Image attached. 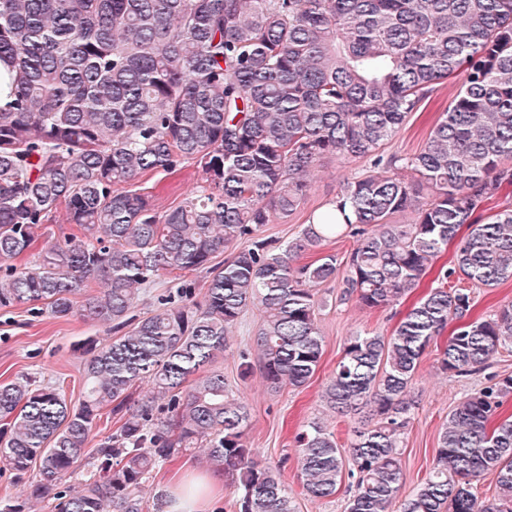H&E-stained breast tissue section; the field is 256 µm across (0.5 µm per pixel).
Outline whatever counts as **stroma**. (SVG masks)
I'll return each instance as SVG.
<instances>
[{
    "label": "stroma",
    "mask_w": 512,
    "mask_h": 512,
    "mask_svg": "<svg viewBox=\"0 0 512 512\" xmlns=\"http://www.w3.org/2000/svg\"><path fill=\"white\" fill-rule=\"evenodd\" d=\"M457 90L454 83L440 85L423 111L412 114L401 131L387 142L386 153L410 154L423 149L431 127ZM368 167V162L362 159L347 164L331 157L322 159L301 205L288 217L266 225L265 237L283 243L295 239L306 225L309 214L335 197L344 178L360 175ZM196 185L195 169L190 164L174 174H147L133 183L134 188L152 192L162 211L177 206ZM355 245L354 237L345 235L324 248L325 253L335 255L338 266L335 280L319 287L321 306L317 321L324 352L306 385L275 392L268 388L260 370L242 376L239 353L250 348L260 326V317L253 308L241 316L228 347L213 364L214 370L223 372L230 388L244 390L249 412L245 430L247 442L259 450L261 461L283 465V479L295 500L296 512H344L345 503L353 492V478L343 476L333 496L318 499L306 495L301 489L294 437L302 425L324 420L334 432L338 446L347 448L356 417L348 414L327 418L319 403L321 390L333 375L344 343L352 332L391 333L406 312L402 305L366 311L354 300L345 299V263ZM90 336L105 343L111 340L113 331L110 325L89 323L77 316L57 318L49 311L35 313L24 306L0 309V382L22 376L44 384L60 381L68 398L79 399L85 357L78 351L77 344ZM437 359L436 347H429L420 360L412 384L415 409L400 449L404 471L401 494L405 497L415 493L427 477L440 428L459 400L482 388L490 376L512 374V353L506 351L497 354L482 370L463 376L442 373Z\"/></svg>",
    "instance_id": "1"
}]
</instances>
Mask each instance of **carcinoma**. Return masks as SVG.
I'll return each mask as SVG.
<instances>
[{"label":"carcinoma","mask_w":512,"mask_h":512,"mask_svg":"<svg viewBox=\"0 0 512 512\" xmlns=\"http://www.w3.org/2000/svg\"><path fill=\"white\" fill-rule=\"evenodd\" d=\"M0 62L13 77L0 106V308L44 303L117 332L78 343L76 402L57 384L0 382V466L20 495L55 512H144L147 477L201 448L239 512H295L277 468L245 440V397L211 366L252 305L267 384L307 383L323 352L317 287L337 259H301L349 232L346 295L366 310L406 299L455 244L452 266L390 334L347 338L321 395L334 413L369 407L380 421L353 427L346 452L319 421L296 437L302 491L334 495L349 458L347 512H389L426 349L453 321L445 374L512 348V304L466 321L472 289L448 284L512 278V204L487 212L512 191V0H0ZM450 79L459 91L425 147L381 154ZM325 157L371 167L344 179L299 239L272 245L261 229L297 210ZM185 163L198 193L174 208L126 189ZM60 209L72 232L43 236ZM400 213L410 221L394 223ZM219 252L224 265L210 266ZM206 267L197 301L181 273ZM164 280L175 287L157 312L131 315L140 290ZM143 382L151 396L134 397ZM511 394L512 375H494L459 401L400 512H512V420L494 423ZM106 408L122 424L72 488ZM490 472L498 492L482 497Z\"/></svg>","instance_id":"obj_1"}]
</instances>
